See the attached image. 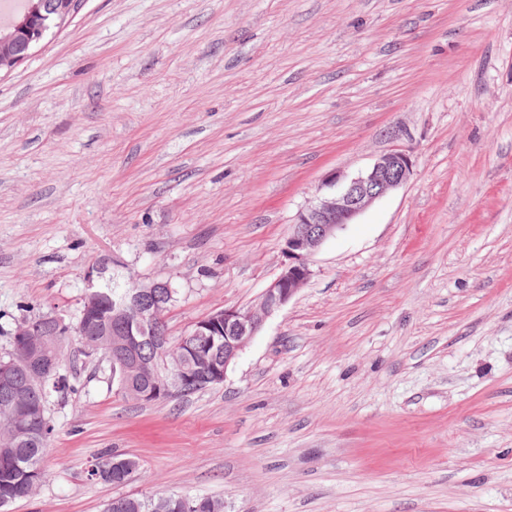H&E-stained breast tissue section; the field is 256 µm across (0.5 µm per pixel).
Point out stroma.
<instances>
[{
  "instance_id": "1",
  "label": "stroma",
  "mask_w": 512,
  "mask_h": 512,
  "mask_svg": "<svg viewBox=\"0 0 512 512\" xmlns=\"http://www.w3.org/2000/svg\"><path fill=\"white\" fill-rule=\"evenodd\" d=\"M409 181L309 259L220 385L152 403L63 344L49 482L7 512H512V0H84L0 73V357L89 280H168L172 337L280 273L327 175ZM138 462L121 485L87 470ZM203 502V503H202ZM202 503L200 509H192ZM192 506V508L190 507ZM200 510V511H197ZM105 512H223V504L209 496L156 494L147 497H114Z\"/></svg>"
}]
</instances>
